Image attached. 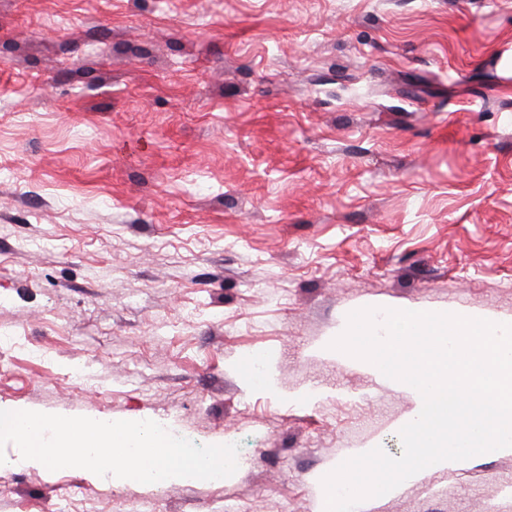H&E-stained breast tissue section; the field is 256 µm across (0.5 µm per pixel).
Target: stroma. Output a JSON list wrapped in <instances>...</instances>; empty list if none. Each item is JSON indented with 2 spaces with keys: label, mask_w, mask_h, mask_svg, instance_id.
<instances>
[{
  "label": "stroma",
  "mask_w": 512,
  "mask_h": 512,
  "mask_svg": "<svg viewBox=\"0 0 512 512\" xmlns=\"http://www.w3.org/2000/svg\"><path fill=\"white\" fill-rule=\"evenodd\" d=\"M509 52L512 0H0V405L240 446L220 484L18 467L0 512H320L401 456L415 392L329 344L512 323ZM363 512H512V455Z\"/></svg>",
  "instance_id": "1"
}]
</instances>
